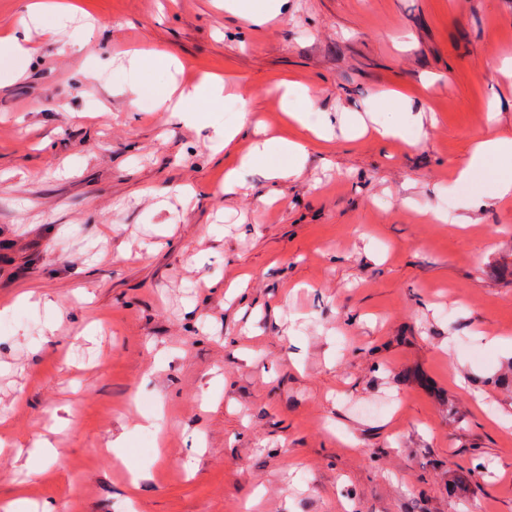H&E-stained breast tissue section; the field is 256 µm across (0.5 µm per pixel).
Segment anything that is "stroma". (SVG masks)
I'll return each instance as SVG.
<instances>
[{"instance_id":"1","label":"stroma","mask_w":512,"mask_h":512,"mask_svg":"<svg viewBox=\"0 0 512 512\" xmlns=\"http://www.w3.org/2000/svg\"><path fill=\"white\" fill-rule=\"evenodd\" d=\"M25 2L0 0L31 48L0 64V504L512 512V385L490 384L512 375L491 344L512 340V201L453 185L482 128L512 133V0H288L252 28L216 0H74L94 27L54 41ZM140 47L180 72L130 74ZM206 74L274 134H298L282 79L316 90L314 123L416 91L425 134L338 126L300 178L250 167L228 193L251 132L210 140L237 103L199 129L132 91Z\"/></svg>"}]
</instances>
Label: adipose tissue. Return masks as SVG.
I'll return each instance as SVG.
<instances>
[{"label":"adipose tissue","mask_w":512,"mask_h":512,"mask_svg":"<svg viewBox=\"0 0 512 512\" xmlns=\"http://www.w3.org/2000/svg\"><path fill=\"white\" fill-rule=\"evenodd\" d=\"M278 88L281 105L291 121L303 131L313 132L318 139H329L330 123H323L322 127L314 129L308 122V114L317 103V97L310 87L284 80ZM136 94L155 98L161 103L173 100L172 117L186 124L205 127L209 124L211 113L218 111L223 104L226 87L222 80L205 77L180 89L172 85L159 89L146 83L137 86ZM371 112L380 118L376 129L380 139H402L411 143L422 130L421 112L415 111L410 97L401 92H381L375 96ZM307 155L305 139L266 135L252 145L242 157L241 164L245 167L263 166L268 179L278 183L299 177ZM454 177L456 183L462 185L486 182L491 187L493 198H512V137L479 134L474 150L457 166Z\"/></svg>","instance_id":"ef3b65f1"}]
</instances>
